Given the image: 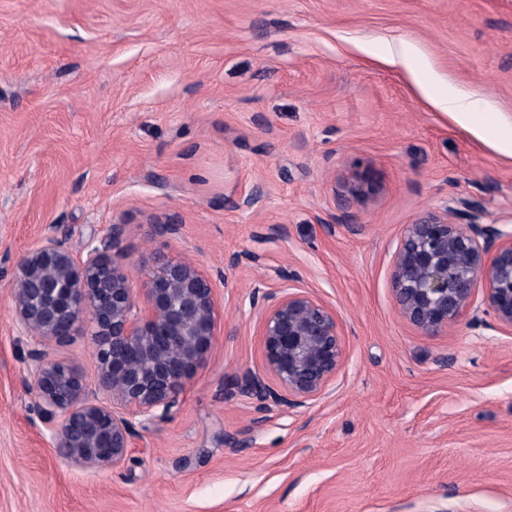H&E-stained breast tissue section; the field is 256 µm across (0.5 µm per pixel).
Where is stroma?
Segmentation results:
<instances>
[{"mask_svg":"<svg viewBox=\"0 0 512 512\" xmlns=\"http://www.w3.org/2000/svg\"><path fill=\"white\" fill-rule=\"evenodd\" d=\"M450 86L512 115V0H0V512H512V335L483 310L421 335L390 290L418 216L512 221V159L433 105ZM112 224L134 284L158 255L223 270L224 325L122 467L80 469L47 443L10 284L53 229L78 249ZM290 276L347 362L256 426L228 390L262 369L254 290Z\"/></svg>","mask_w":512,"mask_h":512,"instance_id":"35a3bbf8","label":"stroma"}]
</instances>
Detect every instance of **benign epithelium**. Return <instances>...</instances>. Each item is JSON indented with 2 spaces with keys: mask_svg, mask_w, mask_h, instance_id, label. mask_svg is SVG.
I'll list each match as a JSON object with an SVG mask.
<instances>
[{
  "mask_svg": "<svg viewBox=\"0 0 512 512\" xmlns=\"http://www.w3.org/2000/svg\"><path fill=\"white\" fill-rule=\"evenodd\" d=\"M480 207L428 212L407 225L390 271L399 315L424 336H440L479 308L512 335V224H481ZM125 226L89 236L75 253L47 235L15 263L13 327L30 340L26 372L48 424L50 447L78 468L121 467L135 420L166 418L208 360L224 307L204 268L154 257L133 286L120 248ZM259 308L262 371L239 391L290 409L330 394L346 362L336 311L290 277ZM91 336L94 385L79 369L48 359L47 348Z\"/></svg>",
  "mask_w": 512,
  "mask_h": 512,
  "instance_id": "obj_1",
  "label": "benign epithelium"
}]
</instances>
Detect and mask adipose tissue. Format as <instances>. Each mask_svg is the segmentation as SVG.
Segmentation results:
<instances>
[{
	"instance_id": "ef3b65f1",
	"label": "adipose tissue",
	"mask_w": 512,
	"mask_h": 512,
	"mask_svg": "<svg viewBox=\"0 0 512 512\" xmlns=\"http://www.w3.org/2000/svg\"><path fill=\"white\" fill-rule=\"evenodd\" d=\"M432 102L458 126L505 158H512V117L478 111L475 100L455 89L436 94Z\"/></svg>"
}]
</instances>
